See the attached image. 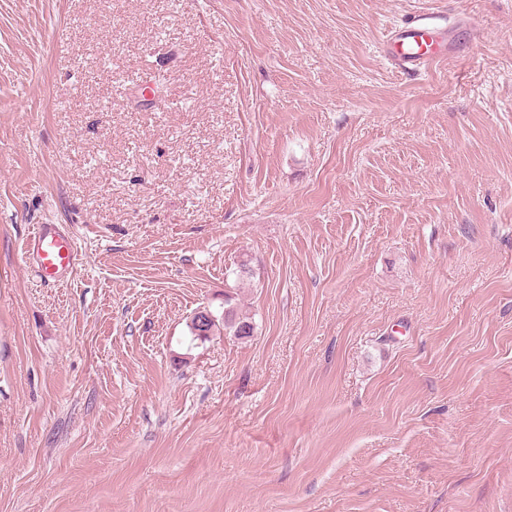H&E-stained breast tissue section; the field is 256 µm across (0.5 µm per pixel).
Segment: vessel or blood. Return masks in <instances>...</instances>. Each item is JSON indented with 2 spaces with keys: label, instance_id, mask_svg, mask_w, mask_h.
<instances>
[{
  "label": "vessel or blood",
  "instance_id": "vessel-or-blood-1",
  "mask_svg": "<svg viewBox=\"0 0 512 512\" xmlns=\"http://www.w3.org/2000/svg\"><path fill=\"white\" fill-rule=\"evenodd\" d=\"M444 30L438 16H411L403 25L390 29L380 44V54L401 72H421L429 63L444 57ZM25 258L41 280L58 283L74 272L79 251L75 241L59 225L40 224L26 246Z\"/></svg>",
  "mask_w": 512,
  "mask_h": 512
}]
</instances>
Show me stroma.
<instances>
[{"label":"stroma","mask_w":512,"mask_h":512,"mask_svg":"<svg viewBox=\"0 0 512 512\" xmlns=\"http://www.w3.org/2000/svg\"><path fill=\"white\" fill-rule=\"evenodd\" d=\"M0 512H512V0H0ZM443 18L432 14H417L392 27L381 42L383 59L401 72L418 73L447 53L442 49L445 25ZM25 259L41 280L55 284L74 272L79 251L76 242L59 224H39L28 241Z\"/></svg>","instance_id":"stroma-1"}]
</instances>
